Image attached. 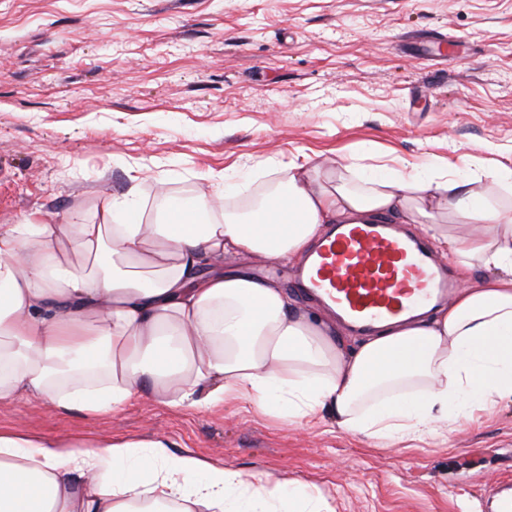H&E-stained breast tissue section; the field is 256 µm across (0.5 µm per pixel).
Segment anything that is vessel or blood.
I'll list each match as a JSON object with an SVG mask.
<instances>
[{"instance_id":"1","label":"vessel or blood","mask_w":512,"mask_h":512,"mask_svg":"<svg viewBox=\"0 0 512 512\" xmlns=\"http://www.w3.org/2000/svg\"><path fill=\"white\" fill-rule=\"evenodd\" d=\"M294 281L336 304L360 333L442 302L449 291L443 267L395 224L336 225Z\"/></svg>"}]
</instances>
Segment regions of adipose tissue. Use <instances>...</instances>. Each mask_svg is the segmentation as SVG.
I'll use <instances>...</instances> for the list:
<instances>
[{"mask_svg":"<svg viewBox=\"0 0 512 512\" xmlns=\"http://www.w3.org/2000/svg\"><path fill=\"white\" fill-rule=\"evenodd\" d=\"M306 158L251 208L245 180L166 198L136 190L96 220L0 224V407L19 401L112 417L151 391L163 405L251 407L365 440L421 441L512 401V214L484 184L512 168ZM414 224L460 272L448 307L348 345L332 309L256 278L254 259L302 261L330 224ZM486 277L473 279L474 270ZM0 512H335L315 484L245 480L161 437L74 443L0 429Z\"/></svg>","mask_w":512,"mask_h":512,"instance_id":"obj_1","label":"adipose tissue"}]
</instances>
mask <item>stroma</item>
<instances>
[{"mask_svg":"<svg viewBox=\"0 0 512 512\" xmlns=\"http://www.w3.org/2000/svg\"><path fill=\"white\" fill-rule=\"evenodd\" d=\"M512 167V0H0V224L95 219L201 176L261 193L317 152ZM168 439L248 480L317 484L336 512H493L512 488V403L447 438L377 449L255 412L143 395L112 418L20 401L0 428Z\"/></svg>","mask_w":512,"mask_h":512,"instance_id":"obj_1","label":"stroma"}]
</instances>
